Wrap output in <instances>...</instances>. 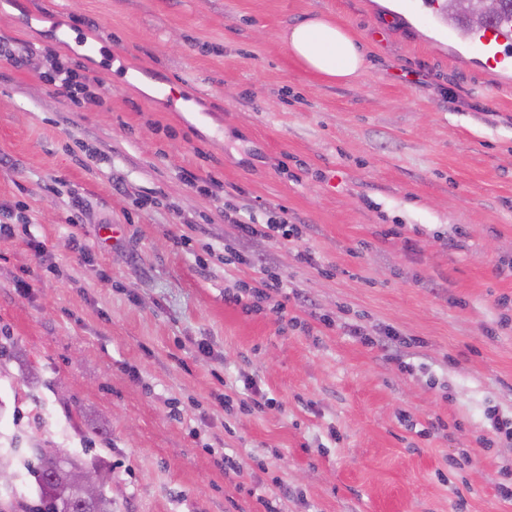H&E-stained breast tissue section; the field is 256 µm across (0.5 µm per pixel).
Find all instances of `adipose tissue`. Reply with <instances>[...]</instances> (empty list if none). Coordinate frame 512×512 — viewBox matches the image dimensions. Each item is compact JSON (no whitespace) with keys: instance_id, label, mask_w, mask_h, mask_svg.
Wrapping results in <instances>:
<instances>
[{"instance_id":"obj_1","label":"adipose tissue","mask_w":512,"mask_h":512,"mask_svg":"<svg viewBox=\"0 0 512 512\" xmlns=\"http://www.w3.org/2000/svg\"><path fill=\"white\" fill-rule=\"evenodd\" d=\"M282 39L305 70L328 80L355 78L365 69L360 42L325 17L315 15L293 24L283 32Z\"/></svg>"}]
</instances>
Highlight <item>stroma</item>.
I'll list each match as a JSON object with an SVG mask.
<instances>
[{"label": "stroma", "mask_w": 512, "mask_h": 512, "mask_svg": "<svg viewBox=\"0 0 512 512\" xmlns=\"http://www.w3.org/2000/svg\"><path fill=\"white\" fill-rule=\"evenodd\" d=\"M316 14L361 42V76L292 57L282 32ZM59 56L112 74L74 105ZM248 212L299 235L241 238ZM0 224V448L101 460L115 512H512L485 417H512V71L458 22L405 0H0ZM266 272L284 294L225 301ZM354 328L408 343L390 360ZM248 382L270 405L240 411Z\"/></svg>", "instance_id": "1"}]
</instances>
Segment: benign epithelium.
Listing matches in <instances>:
<instances>
[{"label": "benign epithelium", "mask_w": 512, "mask_h": 512, "mask_svg": "<svg viewBox=\"0 0 512 512\" xmlns=\"http://www.w3.org/2000/svg\"><path fill=\"white\" fill-rule=\"evenodd\" d=\"M51 460L49 481L55 487L58 499L66 506L87 505L112 498V486L95 470L80 467L71 462L66 448L49 449Z\"/></svg>", "instance_id": "1"}]
</instances>
